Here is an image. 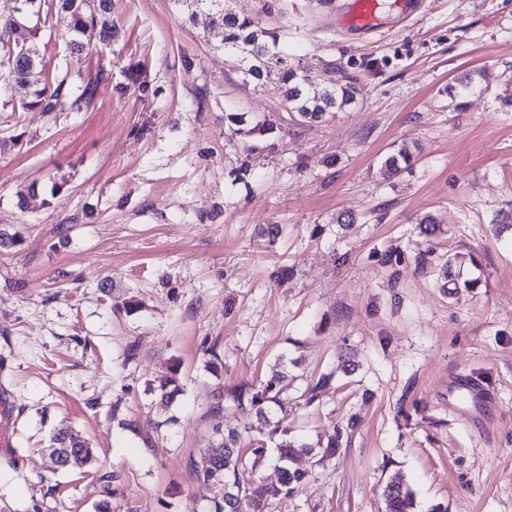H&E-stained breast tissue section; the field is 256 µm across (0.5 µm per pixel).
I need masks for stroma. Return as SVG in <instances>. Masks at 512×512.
<instances>
[{
    "label": "stroma",
    "instance_id": "obj_1",
    "mask_svg": "<svg viewBox=\"0 0 512 512\" xmlns=\"http://www.w3.org/2000/svg\"><path fill=\"white\" fill-rule=\"evenodd\" d=\"M231 3L313 81L357 78V104L297 121L176 0H112L111 40L87 33L79 61L50 14L48 76L96 82L79 111L42 112L0 70V228L18 240L0 251V427L21 458L0 455V512H208L223 488L194 465L215 428L270 430L214 415L216 395L284 354L292 436H343L296 460L308 476L273 512H385L393 479L414 512H512V0L391 8L372 35L337 29L346 0ZM174 369L167 412L146 388ZM459 373L493 400L449 393ZM63 425L90 464L57 468Z\"/></svg>",
    "mask_w": 512,
    "mask_h": 512
}]
</instances>
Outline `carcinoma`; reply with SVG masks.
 <instances>
[{
	"instance_id": "carcinoma-1",
	"label": "carcinoma",
	"mask_w": 512,
	"mask_h": 512,
	"mask_svg": "<svg viewBox=\"0 0 512 512\" xmlns=\"http://www.w3.org/2000/svg\"><path fill=\"white\" fill-rule=\"evenodd\" d=\"M190 23L202 25L206 30H223L224 49L242 56L244 79L261 81L276 76L285 86L287 112H294L302 119H318L332 109H342L355 103L361 88L357 79L347 76L334 85L319 86L309 76L299 73L288 57L274 49L276 38L261 27L250 15L229 7L226 0H177ZM53 11L70 18L72 39L68 49L72 55L84 51L81 37L89 29H96L102 40H107L112 30V0H0V67L7 68V75L16 83L32 89L33 101L44 112L79 110L80 103L89 102L96 83L88 81L73 94L67 87V76L49 81L46 77L45 53L33 42L41 27L43 10ZM288 373L275 372L258 387L241 385L232 392L238 405L248 402L249 411L266 419L270 405L279 404ZM147 392L162 405H171L182 392L177 373L148 385ZM213 444L204 450L195 464L196 479L200 485L224 486V496L212 500L210 512H272V505L280 497L292 495L306 477V472L293 467L302 455L313 452L303 442L288 437V424L280 419L271 431L281 435L276 443L280 478L278 484L268 488L264 496L253 498L232 480L239 466L246 462L241 448V433L216 430ZM52 455L73 456L81 466L90 463L92 449L76 440L68 427L57 430L52 438ZM385 512H411L413 493L397 481H390L383 489Z\"/></svg>"
}]
</instances>
